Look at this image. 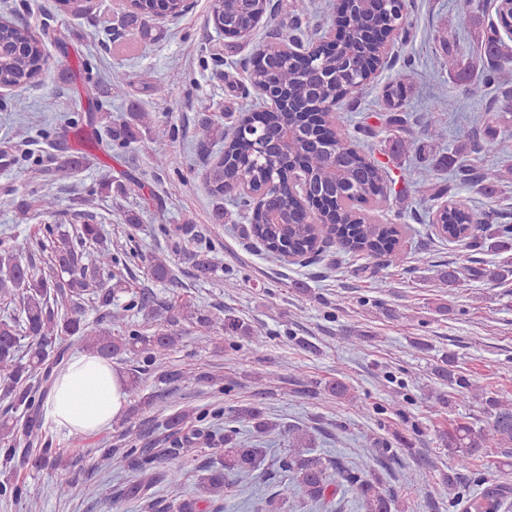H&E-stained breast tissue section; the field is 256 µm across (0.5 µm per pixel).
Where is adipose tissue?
<instances>
[{
    "mask_svg": "<svg viewBox=\"0 0 512 512\" xmlns=\"http://www.w3.org/2000/svg\"><path fill=\"white\" fill-rule=\"evenodd\" d=\"M125 387L123 375L109 360L78 353L56 378L44 414L68 433L96 434L124 413Z\"/></svg>",
    "mask_w": 512,
    "mask_h": 512,
    "instance_id": "obj_1",
    "label": "adipose tissue"
}]
</instances>
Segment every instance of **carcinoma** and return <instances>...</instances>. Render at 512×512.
Returning a JSON list of instances; mask_svg holds the SVG:
<instances>
[{
	"instance_id": "1",
	"label": "carcinoma",
	"mask_w": 512,
	"mask_h": 512,
	"mask_svg": "<svg viewBox=\"0 0 512 512\" xmlns=\"http://www.w3.org/2000/svg\"><path fill=\"white\" fill-rule=\"evenodd\" d=\"M265 0H213L212 12L224 21V26L242 29L251 25L254 18L264 13ZM166 12L180 14L179 0H136L124 11L123 25L145 38L151 37L146 16ZM399 17L397 0L375 14L366 11H350L344 17L345 26L360 32L368 18L384 27L392 28ZM478 53L463 60L448 55V73L466 85V95L474 102L483 101L492 86L501 83L505 73L512 69V36L504 38L496 29L483 26L476 28ZM0 43L8 51L0 59V83L22 87L40 79L42 75L43 51L40 37L28 23H0ZM355 56L363 68L353 67L351 57L342 52L328 54L316 60L315 66L331 76L318 92L309 88L306 76L290 59L279 60L280 82L294 103L290 112L264 113L267 127L298 129L288 141L284 152L273 158L257 151L253 143L237 135H229L224 127L206 125L202 128L205 140L222 141L224 149L218 158L205 167L201 180L209 194L224 199V170H239L254 190L266 186L276 170H288L300 160L304 161L308 178L331 199V206L323 211L317 222H306L294 207L288 190L271 198L265 194L255 200L250 196H237V203L248 212L249 234L260 241L267 253L282 258L284 253H318L317 246L324 235H333L341 247L352 253L367 256L384 255L387 264L398 267L405 260L399 249L400 231L396 224H384L370 220L359 213L363 206L371 203L382 210L388 206L390 196L406 195L418 188L419 182L406 175L399 179L377 160L367 157L357 149L350 137L340 131L334 139L317 142V129L311 125H300L302 114L318 112L320 107L335 100L340 90L346 89L365 77V69L372 67L379 54L377 46L360 39L352 46ZM411 85L404 80H395L386 86L384 99L392 109L403 106ZM151 124L145 112L131 113V122L115 137L118 147L125 149L139 139L141 128ZM152 165L161 170L167 164L164 140L153 139ZM500 143L494 127H487L486 137L478 144L476 152L483 155L497 154ZM86 154L80 152L62 159L57 172L67 176L83 167ZM439 165L455 170L463 181L473 180L489 195L495 192L501 175L492 168H478L459 161L450 154L440 159ZM55 202L50 197L33 201L17 199L5 194L0 197V210H30L35 208L45 213L54 212ZM280 214L282 223L268 221V212ZM440 223L448 226V238L460 240L471 224L480 225L491 239L490 248L499 254L512 253V228H494L473 212L455 202L448 203L438 216ZM79 244L93 246L94 259L89 265L83 262L84 253L78 250L68 236L56 232L48 225L44 228L39 247L52 249L57 275H43L33 262H22L14 249L0 241V302L7 305L19 301L20 313L0 319V377L5 381L3 399L11 409L24 418L23 430L31 443L40 445L30 461L36 471H57L68 466L67 459L52 448L43 433L42 405L52 388L58 372L67 363V350L57 348L53 340L60 336L73 338L82 349L110 360L128 355L138 366L132 369L127 380V395L134 401L131 412L149 407L153 399L141 395L142 376L152 372L158 379L174 387L187 380L214 383L217 378L207 371V364L199 363L192 369L166 368L162 356L174 349L181 336L165 327H159L150 335L136 329L127 333H113L100 321L88 320L83 312L81 300L91 296L101 318L119 323L124 314L112 311L117 286L112 284V265L120 258L112 254L101 226L85 222L81 225ZM150 274L159 282L173 281L172 270L167 260L157 255L150 261ZM489 283L502 284L512 277V256L494 262L479 271ZM462 282V273L450 268L438 275V287L453 289ZM186 318L209 329L223 324L224 333L230 337L249 333L248 326L238 317L227 314L223 320L183 304ZM29 339L27 351L20 354L21 340ZM435 375L448 385L460 389L463 396L481 400L484 413L489 419V429L460 424L448 433V451L455 457L457 466L465 469L472 460L487 447L488 439L500 446L512 445V406L486 395L485 389L454 369V360L448 358L435 368ZM236 420L251 425L264 434L272 431L273 424L263 418L258 405L235 410ZM17 422L10 417L0 419V453L4 460L13 459L16 453ZM239 431L233 427L224 430L222 442L224 454L219 460L197 467L200 471L198 484L207 493L222 496L235 484L237 477L256 471L259 467L261 449L256 443L242 441ZM165 451L154 452L150 448H128L122 459L130 461L137 471L136 480L123 490V497L143 501L149 512H199L194 498L177 499L166 506L151 499L150 490L159 483L178 487L186 475L185 463L177 462L163 471L154 469L153 463ZM282 468L290 474L288 481L278 485V490L260 500L254 512H282L290 497H303L314 502L336 496L339 491L349 489L363 512H392L399 508L398 499L389 493L376 474H357L337 459L308 456L296 452L282 461ZM504 490L486 487L469 499L467 512H499L503 507Z\"/></svg>"
}]
</instances>
